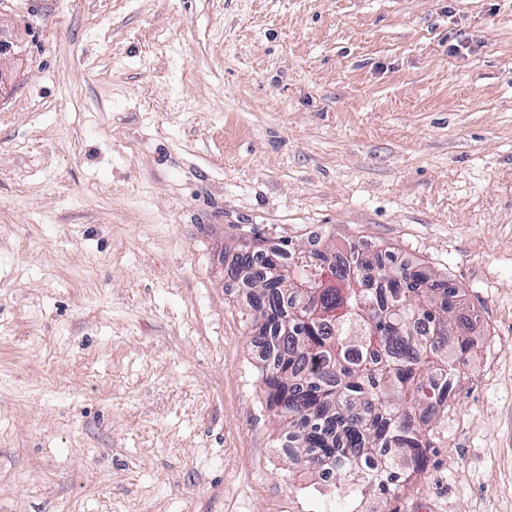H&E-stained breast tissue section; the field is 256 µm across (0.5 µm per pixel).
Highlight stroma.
Instances as JSON below:
<instances>
[{"instance_id":"obj_1","label":"stroma","mask_w":512,"mask_h":512,"mask_svg":"<svg viewBox=\"0 0 512 512\" xmlns=\"http://www.w3.org/2000/svg\"><path fill=\"white\" fill-rule=\"evenodd\" d=\"M476 314L426 471L276 441L243 229ZM512 512V0H0V512Z\"/></svg>"}]
</instances>
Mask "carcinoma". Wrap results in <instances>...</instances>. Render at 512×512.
Masks as SVG:
<instances>
[{
  "mask_svg": "<svg viewBox=\"0 0 512 512\" xmlns=\"http://www.w3.org/2000/svg\"><path fill=\"white\" fill-rule=\"evenodd\" d=\"M252 250L233 256L261 319L266 406L288 426L291 450L310 473L364 469L352 500L389 496L426 468L436 424L448 412L467 333L478 317L454 315L460 289L419 265L389 266L354 241L340 255L309 252L250 229Z\"/></svg>",
  "mask_w": 512,
  "mask_h": 512,
  "instance_id": "obj_1",
  "label": "carcinoma"
}]
</instances>
